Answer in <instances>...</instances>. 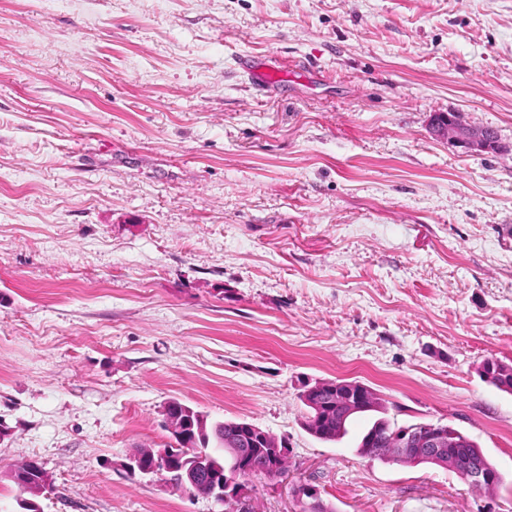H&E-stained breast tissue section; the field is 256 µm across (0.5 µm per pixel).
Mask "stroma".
Segmentation results:
<instances>
[{
  "label": "stroma",
  "mask_w": 512,
  "mask_h": 512,
  "mask_svg": "<svg viewBox=\"0 0 512 512\" xmlns=\"http://www.w3.org/2000/svg\"><path fill=\"white\" fill-rule=\"evenodd\" d=\"M489 359L512 366V0H0V512L30 458L41 512H213L126 467L172 399L288 445L252 512H300L298 481L336 512H512ZM334 378L503 484L360 454L370 414L315 438L299 390ZM436 136L448 140L468 152H490L501 147L495 137L494 130L485 127L466 125L449 115L434 116L432 122ZM468 437V436H467ZM469 443L455 445L464 440V434L451 426L441 424H424L411 429L395 433L392 446L398 448L404 454V459L410 464H422L430 461L433 456L451 455L457 458L467 459L477 465L487 466L489 470H496L499 473L496 485L497 489L503 484L500 472L488 461L481 447L468 437Z\"/></svg>",
  "instance_id": "1"
}]
</instances>
